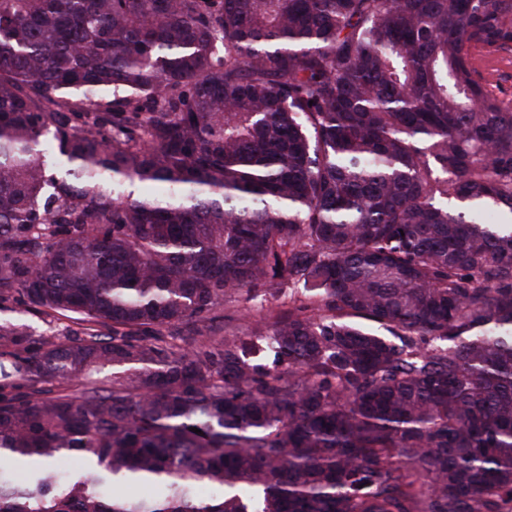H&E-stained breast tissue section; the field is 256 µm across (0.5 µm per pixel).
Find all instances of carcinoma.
<instances>
[{
  "label": "carcinoma",
  "instance_id": "1",
  "mask_svg": "<svg viewBox=\"0 0 512 512\" xmlns=\"http://www.w3.org/2000/svg\"><path fill=\"white\" fill-rule=\"evenodd\" d=\"M478 48L512 0H0V310L74 325L0 323V512H512ZM281 301H272L271 303H266L264 308H260V306L252 307L251 310H245L242 308L241 311L235 314L237 317V321L233 323V326L229 328L224 334L227 335L236 334L238 336H244V334L248 333L253 324L264 317L268 309L277 308L280 305ZM0 323L22 325L33 336H63L69 333L68 326L71 325V322L63 317L49 323L41 317L25 312L24 306L19 303L10 304L8 310L0 313Z\"/></svg>",
  "mask_w": 512,
  "mask_h": 512
}]
</instances>
